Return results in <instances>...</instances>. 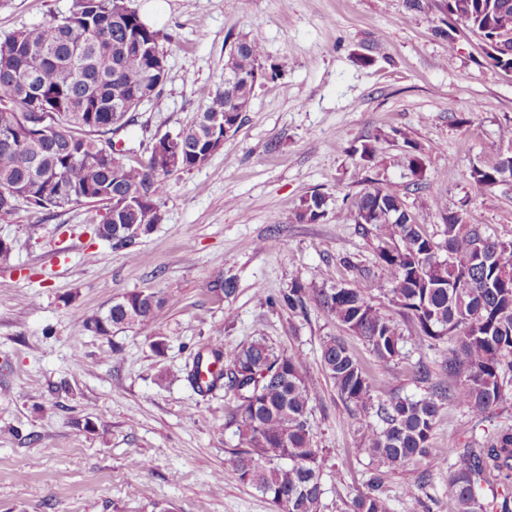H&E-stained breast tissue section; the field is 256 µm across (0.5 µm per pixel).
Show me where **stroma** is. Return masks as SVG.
I'll list each match as a JSON object with an SVG mask.
<instances>
[{
	"label": "stroma",
	"instance_id": "35a3bbf8",
	"mask_svg": "<svg viewBox=\"0 0 512 512\" xmlns=\"http://www.w3.org/2000/svg\"><path fill=\"white\" fill-rule=\"evenodd\" d=\"M73 3L0 0V35L67 15ZM161 11L157 28L172 38L167 78L120 133L129 160L147 157L158 137L189 124L223 88L237 38L260 42L266 63L283 70L258 83L222 149L168 177L164 221L132 250L94 237L101 203L22 204L0 217V239L12 245L0 263V512H277L226 468L238 443L232 393L203 396L186 379L199 348L258 338L301 354L303 374L318 387L311 422L325 458L320 512H345L373 479L393 512H407L411 492L419 512H456L448 488L455 451L512 429V396L480 420L442 400L428 480L416 466L374 473L321 362L338 326L314 298L291 309L282 297L298 282L372 287L374 240L344 216L372 181L400 185L431 237L440 220L429 201L439 195L467 222L512 239V188L482 189L469 176L506 149L499 132L512 125V72L493 65L479 35L449 22L446 0L416 8L407 0H161ZM395 129L424 153L421 189L411 186ZM372 139L378 158L360 166L350 149ZM315 192L326 198V217L298 221ZM270 236L279 249H259ZM221 276L235 281L234 295L210 293ZM136 291L167 299L156 317L163 352L133 328L77 336V316ZM345 341L380 398L424 394L413 373L420 364L434 382L447 380L437 351L417 336L390 364L357 337ZM135 457L147 468L133 469Z\"/></svg>",
	"mask_w": 512,
	"mask_h": 512
}]
</instances>
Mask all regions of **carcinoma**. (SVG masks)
Instances as JSON below:
<instances>
[{"instance_id":"carcinoma-1","label":"carcinoma","mask_w":512,"mask_h":512,"mask_svg":"<svg viewBox=\"0 0 512 512\" xmlns=\"http://www.w3.org/2000/svg\"><path fill=\"white\" fill-rule=\"evenodd\" d=\"M115 0H74L69 14L0 38V199L19 198L32 208L62 209L81 203L128 198L117 211L107 209L94 234L115 247L133 238V224L150 232L164 220L159 200L167 177L203 164L211 139L224 127L206 121L224 114L226 98L217 93L189 125L181 128L178 166L159 162L155 153L140 161L123 160L115 135L132 125L145 95L154 96L167 70L151 68L149 57L164 52L161 33L127 6L115 15ZM496 37L506 48L493 63L512 71V0H448V19ZM237 68L244 76L241 94L253 98L254 75L275 77L284 65L263 67L264 51L256 40L237 41ZM52 113L47 128L31 126L35 108ZM408 167L419 186L424 159L405 133ZM508 147L492 166H474L470 177L480 188L512 184V127L502 130ZM69 186L60 196L57 184ZM403 203L398 185L373 186L356 197L346 218L374 233L378 240V279L398 313L415 335L447 344L440 367L452 379L433 384L416 399L380 400L339 336L323 341L321 359L340 400L358 417L364 451L377 468L415 465L428 455L439 412L438 401L450 398L474 417L484 416L505 397L504 375L512 372V240L486 234L460 212L448 211L443 198L430 207L439 216L443 241L424 233L408 209L399 219L388 210ZM326 214L325 197L314 193L296 214L317 222ZM315 301L345 332L359 337L381 361L401 355L404 334L399 324L362 288H320ZM165 303L158 292H132L112 301L104 312L77 317L78 332L108 336L134 327L164 349L156 331V313ZM187 380L200 393L219 387L232 391L237 405L240 447L228 451L227 464L237 478L254 487L280 512H319L324 489L320 449L310 422L313 381L302 373L296 353L277 350L264 339L235 349L196 352ZM494 473L512 485V431H501L480 448L459 453L449 478L457 512H512L509 497L485 500L479 493L485 476ZM350 512H392L376 489L356 495Z\"/></svg>"}]
</instances>
